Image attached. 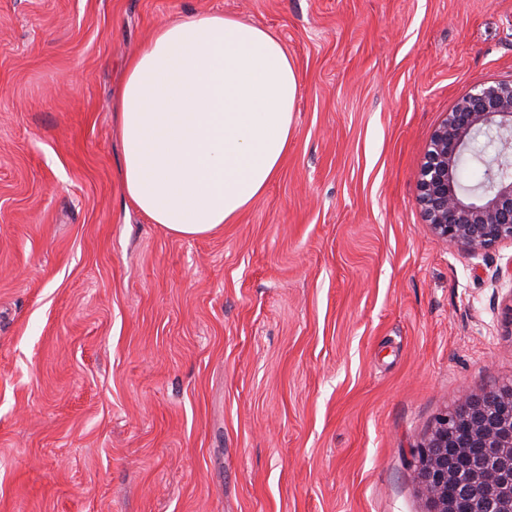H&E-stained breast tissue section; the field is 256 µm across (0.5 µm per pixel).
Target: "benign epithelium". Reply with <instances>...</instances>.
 Instances as JSON below:
<instances>
[{
    "label": "benign epithelium",
    "instance_id": "benign-epithelium-1",
    "mask_svg": "<svg viewBox=\"0 0 512 512\" xmlns=\"http://www.w3.org/2000/svg\"><path fill=\"white\" fill-rule=\"evenodd\" d=\"M485 131L512 158V82L483 87L459 101L435 130L419 179L418 201L430 230L472 252L512 240V179L487 189L461 188L459 160ZM426 512H512V384L463 392L413 449Z\"/></svg>",
    "mask_w": 512,
    "mask_h": 512
}]
</instances>
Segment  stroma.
<instances>
[{"label": "stroma", "instance_id": "stroma-1", "mask_svg": "<svg viewBox=\"0 0 512 512\" xmlns=\"http://www.w3.org/2000/svg\"><path fill=\"white\" fill-rule=\"evenodd\" d=\"M268 29L288 156L213 235L123 195V63L166 20ZM512 81V0H0V512H425L413 448L512 383V241L418 204L429 142Z\"/></svg>", "mask_w": 512, "mask_h": 512}]
</instances>
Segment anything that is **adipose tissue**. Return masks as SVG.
I'll list each match as a JSON object with an SVG mask.
<instances>
[{
	"instance_id": "adipose-tissue-1",
	"label": "adipose tissue",
	"mask_w": 512,
	"mask_h": 512,
	"mask_svg": "<svg viewBox=\"0 0 512 512\" xmlns=\"http://www.w3.org/2000/svg\"><path fill=\"white\" fill-rule=\"evenodd\" d=\"M300 77L266 28L221 13L161 23L118 99L122 190L179 238L245 211L288 153Z\"/></svg>"
}]
</instances>
